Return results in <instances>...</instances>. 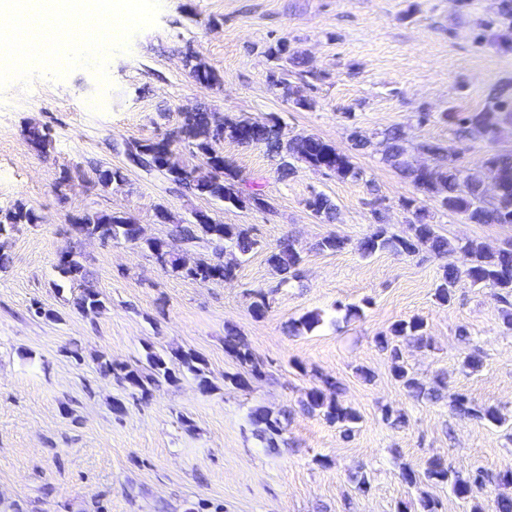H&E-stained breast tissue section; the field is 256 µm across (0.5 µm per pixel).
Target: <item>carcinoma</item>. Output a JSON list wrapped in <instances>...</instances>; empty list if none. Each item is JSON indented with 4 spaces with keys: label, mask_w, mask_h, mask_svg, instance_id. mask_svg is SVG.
Returning <instances> with one entry per match:
<instances>
[{
    "label": "carcinoma",
    "mask_w": 512,
    "mask_h": 512,
    "mask_svg": "<svg viewBox=\"0 0 512 512\" xmlns=\"http://www.w3.org/2000/svg\"><path fill=\"white\" fill-rule=\"evenodd\" d=\"M268 54L275 59H284L298 69L302 78L310 74L306 69L307 61L302 54L290 50L288 42L279 39L269 46ZM186 66L201 84L209 85L217 80L213 70L205 65L195 54L186 57ZM269 80L281 95L300 110H311L316 105L315 98L307 92L308 83L295 85L271 72ZM455 121L456 134L461 139L495 142L501 132L512 126V84L503 83L494 87L483 108L477 112L459 117L451 114ZM27 142L37 151L45 153L51 146L48 134L35 125L23 130ZM348 139L351 149L360 152L375 145L381 146L382 160L409 180L421 192L422 197L404 198L402 208L411 214L408 224L409 234L403 236L392 233L384 224L382 212L374 211L373 229L358 245L360 254L369 257L377 252H389L396 255L412 254L421 248L448 259L436 284L434 296L442 304H448L453 298L454 288L462 281L472 285L490 286L502 304L501 317L504 326L512 329V239L492 250L476 240L450 239L438 232L431 221L426 202L432 201L438 210L464 216L471 224H508L512 225V150H496L485 158L481 168L467 169L458 163L448 148L433 141L411 144L405 132L399 126H392L381 132V140L363 134L359 128L350 130ZM229 140L241 145H262L278 158L277 172L280 177L291 175L296 164L329 171L336 176L360 180L364 173L357 168L351 156L335 145L315 134L300 133L284 137L280 118L270 115L264 119H252L243 116L224 117V130L218 131L213 115L207 111L190 112L181 116L176 130L157 141H131L124 143L123 152L133 153L137 165L147 173H158L171 183L186 189L200 197L214 201L249 208L264 213L274 212V206L260 188L243 189V179L239 171L224 158L220 145ZM189 149L190 153L202 158L208 172L199 174L196 169L183 164L178 158L179 147ZM430 151L435 154L437 163L427 173L420 172L410 160L413 151ZM100 184L105 187L120 188L125 183V174L120 168L101 171ZM309 211L316 217L331 223L336 220V205L332 199L315 193L305 202ZM155 217L160 224L172 225V234L178 236L190 247L204 243L212 248V257L201 258L192 263L183 257L166 253L161 249L162 239L146 238L140 235L138 225L129 218L113 212H86L75 218V224L81 227L83 238H108L112 241H124L146 249L153 262L163 271L184 279H190L202 285L221 283L236 276L237 266L224 265V246H233L240 256H246L257 246L258 241L247 224H225L213 217L196 224L183 223L167 207L156 208ZM40 216L35 209L23 202L12 208L0 210V232L10 234L20 224H38ZM68 257H58L56 269L59 274L70 280L85 282L91 276L86 260L81 252L71 247ZM301 254L294 239L288 237L268 251L267 262L281 276L286 284L300 277ZM74 307L82 312H93L103 308L99 293L85 288L74 298ZM269 308V299L265 292H252L250 309L253 315L261 318ZM321 321L320 314L310 312L290 325V332L299 334L313 330ZM412 343L419 348L431 346L426 324L420 319L399 320L391 325L386 333L375 337L380 350L386 352L391 362L392 375L409 396L438 402L443 398L444 382L438 378L426 383L409 371L403 359L401 344ZM224 352L233 357L243 368V372L224 375V380L238 388L248 386L246 376L260 379L265 375L264 365L253 355L245 339L234 330H229L224 338ZM204 359L195 351L176 349L171 356L155 352L147 354V367L122 365L100 355L97 358L99 371L112 376L129 392V395H141L147 399L152 389L162 383L175 384L179 376L189 375L195 381L198 390L207 394L216 389L212 380L202 368ZM302 409L309 413H318L324 419L336 424L348 435L353 431L360 416L354 408L341 399V387L328 379L323 386L312 387L305 392L301 400ZM452 409L459 415L475 416L493 424L503 423L499 412L494 408L476 410L469 406L466 396L458 394L452 400ZM252 424L256 434L276 447L275 437L282 432L279 418L272 417L271 411L259 409L252 415ZM424 476L437 483L447 484L460 499L475 500L477 493L485 485L482 472L468 477L453 472L444 461L430 460Z\"/></svg>",
    "instance_id": "carcinoma-1"
}]
</instances>
